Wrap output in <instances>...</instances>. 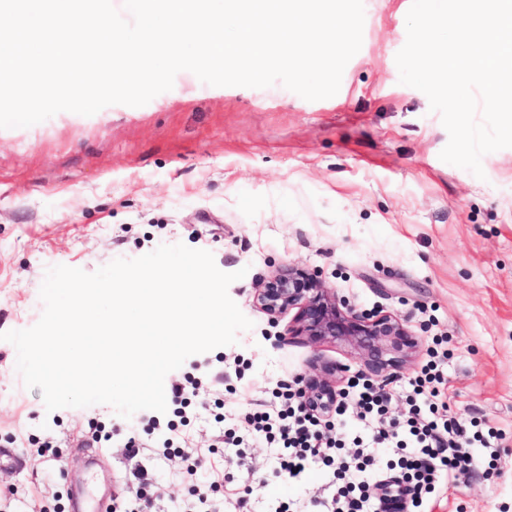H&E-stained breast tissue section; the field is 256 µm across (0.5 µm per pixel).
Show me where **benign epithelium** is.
Wrapping results in <instances>:
<instances>
[{
  "instance_id": "benign-epithelium-1",
  "label": "benign epithelium",
  "mask_w": 512,
  "mask_h": 512,
  "mask_svg": "<svg viewBox=\"0 0 512 512\" xmlns=\"http://www.w3.org/2000/svg\"><path fill=\"white\" fill-rule=\"evenodd\" d=\"M254 301L273 319L296 310L290 334L312 343H344L374 374L400 366L417 347L415 335L398 317L357 313L322 288L315 276L291 266L264 281ZM338 393L336 369L325 364L306 386L304 401L311 412L327 417L336 409Z\"/></svg>"
}]
</instances>
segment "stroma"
<instances>
[{
  "label": "stroma",
  "instance_id": "1",
  "mask_svg": "<svg viewBox=\"0 0 512 512\" xmlns=\"http://www.w3.org/2000/svg\"><path fill=\"white\" fill-rule=\"evenodd\" d=\"M411 2L364 0L362 46L328 99L278 83L214 87L182 71L140 107L0 129V332L38 322L47 267L91 273L162 244L210 251L221 271L244 270L229 295L253 327L165 382L241 363L223 384L224 411L238 415L318 364L339 367L342 389L363 372L344 345L289 335L293 313L274 324L253 303L282 266L317 274L354 310L397 315L417 337L413 357L386 373L392 417L407 415L404 388L442 340L439 402L495 434L493 449L473 451L494 461L492 473L444 484L427 512H512V148L485 155L481 179L440 159L448 132L427 96L400 84L395 62ZM15 363L14 346L0 341V443L21 460L0 468V512H52L87 484L120 510L143 467L148 512H183L199 491L220 504L246 500L248 512L273 496L309 512L328 492L320 469L273 477L257 442L245 458L217 453L198 479H180L182 461L162 455L173 413L156 428L152 411L127 420L104 404L49 414ZM92 422L111 425V445L86 441ZM130 434L143 443L135 458L124 448ZM47 437L59 441V459L37 455Z\"/></svg>",
  "mask_w": 512,
  "mask_h": 512
}]
</instances>
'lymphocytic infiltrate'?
Masks as SVG:
<instances>
[{
  "instance_id": "lymphocytic-infiltrate-1",
  "label": "lymphocytic infiltrate",
  "mask_w": 512,
  "mask_h": 512,
  "mask_svg": "<svg viewBox=\"0 0 512 512\" xmlns=\"http://www.w3.org/2000/svg\"><path fill=\"white\" fill-rule=\"evenodd\" d=\"M443 377L437 364L423 369L409 380L405 420L388 419L391 394L384 386L362 377L351 382L353 395L342 400L338 417L357 421L361 434L352 461L338 455L340 440L323 431L307 411L299 388L280 385L269 404L246 413V435L227 429L222 441L228 457H242L247 439L268 445L279 472L297 478L307 470L323 465L331 470V499H316L321 512H385L384 498L375 496L381 486L380 464L384 452L397 456L400 482L409 497L411 512H425L427 499L448 479L468 477L474 467L472 455L461 452L465 430L448 406L434 402Z\"/></svg>"
}]
</instances>
